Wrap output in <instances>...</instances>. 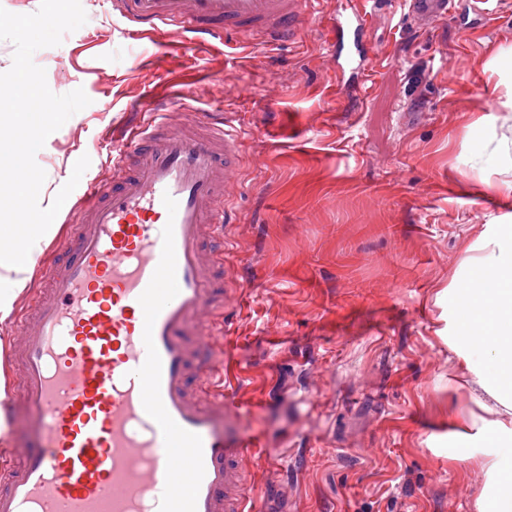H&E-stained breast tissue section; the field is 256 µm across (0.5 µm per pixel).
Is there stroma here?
<instances>
[{
	"mask_svg": "<svg viewBox=\"0 0 512 512\" xmlns=\"http://www.w3.org/2000/svg\"><path fill=\"white\" fill-rule=\"evenodd\" d=\"M467 2L423 26L404 0H361L372 63L345 95L341 0H313L292 42L189 52L134 35L110 0H0V75L33 73L58 106L25 156L43 178L19 211L31 223L111 184L150 101L232 112L245 132L230 179L233 310L212 343L230 431L251 445V512H474L483 478L440 421L465 395L436 297L467 279L465 243L512 225L486 147L512 140L496 90L512 74V10L468 31Z\"/></svg>",
	"mask_w": 512,
	"mask_h": 512,
	"instance_id": "35a3bbf8",
	"label": "stroma"
}]
</instances>
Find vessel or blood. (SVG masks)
I'll return each mask as SVG.
<instances>
[{
	"instance_id": "vessel-or-blood-1",
	"label": "vessel or blood",
	"mask_w": 512,
	"mask_h": 512,
	"mask_svg": "<svg viewBox=\"0 0 512 512\" xmlns=\"http://www.w3.org/2000/svg\"><path fill=\"white\" fill-rule=\"evenodd\" d=\"M307 0H119L142 27L172 26L185 48L231 34L282 42L299 32ZM503 0H470L472 20ZM452 0H408L434 21ZM336 52L353 75L360 11L336 15ZM243 136L232 118L172 127L168 115L132 134L112 158V185L88 183L69 215L74 246L46 260L15 319L8 351L12 389L33 413L34 447L0 449V512H250L248 445L230 433L214 382L222 365L198 357L223 316L217 275L229 170Z\"/></svg>"
}]
</instances>
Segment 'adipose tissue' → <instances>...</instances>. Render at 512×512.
Instances as JSON below:
<instances>
[{
  "label": "adipose tissue",
  "mask_w": 512,
  "mask_h": 512,
  "mask_svg": "<svg viewBox=\"0 0 512 512\" xmlns=\"http://www.w3.org/2000/svg\"><path fill=\"white\" fill-rule=\"evenodd\" d=\"M9 84L12 99L0 108V133L10 139L0 143V184L13 183L14 163L55 114L28 74L13 75ZM55 230L52 224L0 225V269L11 275L9 285L0 284V325L15 315L42 260L41 243ZM465 251L471 276L448 290V345L469 400L449 406L445 419L449 436L485 477L476 512H512V225Z\"/></svg>",
  "instance_id": "ef3b65f1"
}]
</instances>
